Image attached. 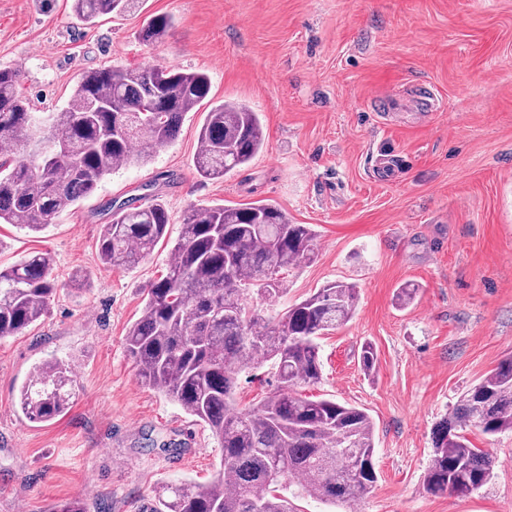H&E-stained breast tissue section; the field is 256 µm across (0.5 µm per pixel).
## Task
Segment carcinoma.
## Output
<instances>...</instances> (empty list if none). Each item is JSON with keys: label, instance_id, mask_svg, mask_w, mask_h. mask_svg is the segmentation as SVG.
<instances>
[{"label": "carcinoma", "instance_id": "1", "mask_svg": "<svg viewBox=\"0 0 512 512\" xmlns=\"http://www.w3.org/2000/svg\"><path fill=\"white\" fill-rule=\"evenodd\" d=\"M143 0H73L81 21L142 11ZM169 15L144 19L138 39L164 40ZM16 70L0 68V223L38 233L112 173L146 160L171 142L185 116L209 96V76L177 66L102 67L86 71L67 103L53 113L44 137L62 146L50 160L31 147L37 117L17 92ZM106 108L89 109L91 100ZM195 167L215 180L248 164L262 149L259 113L236 102L211 106L198 135ZM164 204L124 202L104 226L102 261L133 268L166 238ZM317 233L293 224L271 203L190 210L164 277L145 288L140 317L124 338L140 382L177 402L204 423L222 454L215 480L205 486L167 485L157 512H292L288 488L347 508L365 499L377 481L373 423L362 408L296 392L322 378L318 339L353 316L358 292L343 281L326 283L274 315L249 304L254 292L279 299L280 270L313 259ZM53 259L34 252L0 269V338L17 336L42 319L57 294ZM270 361L279 386L258 403L235 406L239 376ZM69 365L39 364L19 398L31 421H50L68 409ZM468 428L494 436L512 431V353L464 390L433 431L423 487L431 495L467 497L492 478V455L472 447Z\"/></svg>", "mask_w": 512, "mask_h": 512}]
</instances>
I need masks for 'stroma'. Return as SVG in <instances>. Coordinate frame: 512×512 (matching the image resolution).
<instances>
[{
    "instance_id": "1",
    "label": "stroma",
    "mask_w": 512,
    "mask_h": 512,
    "mask_svg": "<svg viewBox=\"0 0 512 512\" xmlns=\"http://www.w3.org/2000/svg\"><path fill=\"white\" fill-rule=\"evenodd\" d=\"M152 13L175 24L146 46L137 32ZM148 65L206 72L208 103L258 112L265 143L245 167L200 180L205 113L191 112L174 141L57 224H0V268L47 251L62 284L44 320L0 340V512L75 498L87 512H154L160 486L214 480L217 440L139 383L124 336L186 212L259 201L318 234L314 261L280 274L288 303L335 280L359 289L350 321L319 341L321 381L299 390L373 421L378 481L358 512H512V432L467 430L496 458L477 492L423 489L435 426L512 352V0H146L92 25L71 0H0V67L18 71L35 111H58L85 70ZM420 87L433 112L412 103ZM130 198L163 202L168 235L137 267L112 268L96 242ZM77 271L86 286L72 283ZM410 283L418 296L399 306ZM366 343L377 355L368 372ZM49 359L70 363L73 397L35 423L18 395Z\"/></svg>"
}]
</instances>
